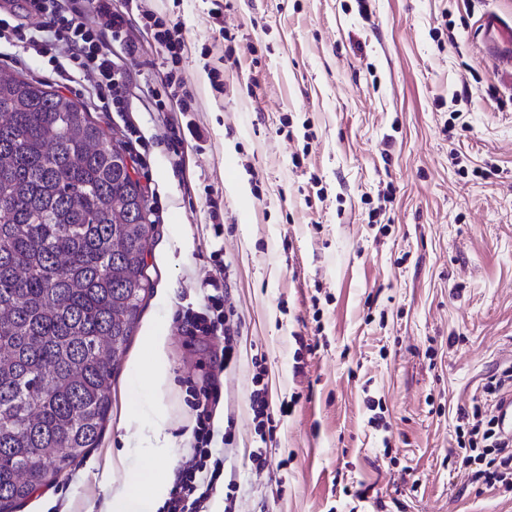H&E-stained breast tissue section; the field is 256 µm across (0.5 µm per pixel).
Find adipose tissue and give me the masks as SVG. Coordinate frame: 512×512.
Returning <instances> with one entry per match:
<instances>
[{
  "mask_svg": "<svg viewBox=\"0 0 512 512\" xmlns=\"http://www.w3.org/2000/svg\"><path fill=\"white\" fill-rule=\"evenodd\" d=\"M99 484L107 496L106 512H155L166 481L156 475H136L114 483L110 473H102Z\"/></svg>",
  "mask_w": 512,
  "mask_h": 512,
  "instance_id": "1",
  "label": "adipose tissue"
}]
</instances>
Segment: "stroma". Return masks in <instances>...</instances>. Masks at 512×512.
Instances as JSON below:
<instances>
[{"mask_svg":"<svg viewBox=\"0 0 512 512\" xmlns=\"http://www.w3.org/2000/svg\"><path fill=\"white\" fill-rule=\"evenodd\" d=\"M143 6L182 27L192 111L154 108L165 63L141 25L136 57L115 53L124 112L0 44V71L51 85L116 133L154 226L153 287L112 374L101 440L15 512H102L93 476L106 469L118 481L173 474L194 442L190 392L213 381L214 425L232 432L213 446L238 485L236 512H512V489L448 462L462 413L492 409L487 378L512 368V86L478 28L489 11L512 21V0H368L364 13L357 0H228L218 19L210 0ZM170 121L203 133L179 168L160 142ZM219 245L239 342L218 374L219 338L189 333L178 314L200 305ZM152 336L168 363L158 389L134 372ZM256 356L273 405L292 404L268 443L247 402ZM158 418L170 445L146 448Z\"/></svg>","mask_w":512,"mask_h":512,"instance_id":"35a3bbf8","label":"stroma"}]
</instances>
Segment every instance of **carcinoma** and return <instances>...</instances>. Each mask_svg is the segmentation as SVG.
<instances>
[{
    "instance_id": "carcinoma-1",
    "label": "carcinoma",
    "mask_w": 512,
    "mask_h": 512,
    "mask_svg": "<svg viewBox=\"0 0 512 512\" xmlns=\"http://www.w3.org/2000/svg\"><path fill=\"white\" fill-rule=\"evenodd\" d=\"M146 210L82 105L0 73V512L99 444L152 288Z\"/></svg>"
}]
</instances>
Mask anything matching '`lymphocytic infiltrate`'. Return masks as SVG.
Wrapping results in <instances>:
<instances>
[{"label":"lymphocytic infiltrate","mask_w":512,"mask_h":512,"mask_svg":"<svg viewBox=\"0 0 512 512\" xmlns=\"http://www.w3.org/2000/svg\"><path fill=\"white\" fill-rule=\"evenodd\" d=\"M123 12L112 9V0H26V11L39 21L31 28L10 16H0V39L13 45L34 50L44 57L55 46H63L66 61L58 65L63 80L83 78L105 100L108 107H125V80L112 60V46L121 43L127 55H135L136 45L127 41L126 31L131 18L147 20L168 71L164 86L180 111L191 108L193 93L178 72L185 40L179 24L156 17L144 10L141 0H127ZM200 310L189 309L183 314L191 332L217 336L224 344L215 359L217 368H224L237 357L238 331L227 325L224 316V276L208 277ZM223 397L217 384H210L192 394L191 407L196 413L195 443L190 454L174 471L167 498L158 512H209L214 492L224 476V455L213 448V415ZM249 406L261 438H273L277 419L287 416L290 405L272 409L263 373L253 377L248 395ZM472 419L458 428L461 460L477 464V476L487 484H512V439L500 433L495 420L489 419L481 405L472 408Z\"/></svg>","instance_id":"1"}]
</instances>
